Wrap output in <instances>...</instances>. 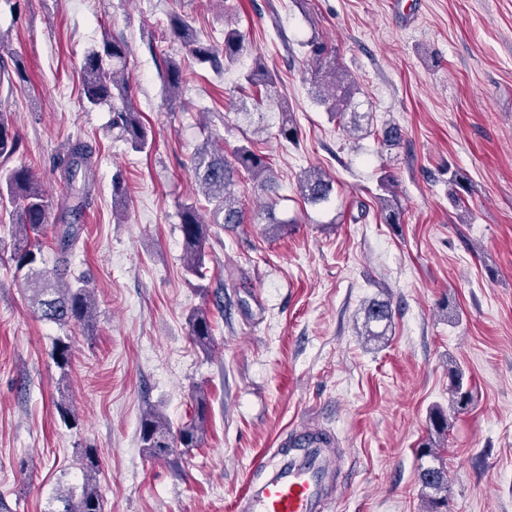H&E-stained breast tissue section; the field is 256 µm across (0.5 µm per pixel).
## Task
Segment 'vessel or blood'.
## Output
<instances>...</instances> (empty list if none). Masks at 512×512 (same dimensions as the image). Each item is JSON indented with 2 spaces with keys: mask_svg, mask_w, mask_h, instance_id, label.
Here are the masks:
<instances>
[{
  "mask_svg": "<svg viewBox=\"0 0 512 512\" xmlns=\"http://www.w3.org/2000/svg\"><path fill=\"white\" fill-rule=\"evenodd\" d=\"M292 445L287 463L279 468L269 469L262 457L252 463L262 477L237 497L235 512H324L329 491L343 478L334 439L305 435Z\"/></svg>",
  "mask_w": 512,
  "mask_h": 512,
  "instance_id": "obj_1",
  "label": "vessel or blood"
}]
</instances>
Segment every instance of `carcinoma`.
Listing matches in <instances>:
<instances>
[{
	"mask_svg": "<svg viewBox=\"0 0 512 512\" xmlns=\"http://www.w3.org/2000/svg\"><path fill=\"white\" fill-rule=\"evenodd\" d=\"M170 38L179 42L188 56L222 72L233 67L238 60L251 51L250 42L239 28L230 25L224 28V42L218 46L202 42L189 18L182 14L169 17ZM306 55L314 65L312 83L323 89L318 102L325 107L329 118L347 128L349 132L364 130L360 120L366 113L358 112L353 105V91L347 75L336 65V48L318 34L311 35L304 43ZM129 47L123 40L104 36L101 46L87 52L81 65L83 76L82 103L86 108L102 104L112 105V128L118 130V138L130 144L131 148L143 152L149 146V133L140 112L131 100V86L126 59ZM162 69L166 89L175 97L182 92L192 78L193 72L182 62L166 57ZM277 75L270 71L264 60L254 57L252 66L240 75L234 91L243 97H257L269 103L278 101ZM21 139L11 122L0 111V158L8 159L20 151ZM191 169L208 204V214L200 212L196 203H185L180 207L181 231L186 256L185 272L203 279L204 242L208 224H241L243 209L238 192L240 174L245 172L250 179L269 196L277 194L278 183L268 157L246 145L237 147L231 156L224 155V147L208 141L195 150L190 157ZM93 167L92 151L81 140L71 142L64 159V176L70 198L76 201L71 213L82 215L87 206V187L84 180ZM381 194L376 196L380 214L386 224L401 223L402 210L393 181L387 176L380 179ZM334 190L333 180L318 168L304 171L298 183L301 198L311 204H321L330 199ZM11 206L12 234L10 260L16 273H24L27 301L33 315L41 321L52 323L66 330L72 326L86 324L95 316V297L86 285L77 288H59L55 283L57 271L39 267L41 263L40 235L48 223L52 201L46 194L42 179L37 171L26 164L0 174V204ZM265 223L275 233L286 230L288 222L276 213V202L266 203L263 209ZM80 228L75 223L63 225L57 236V245L62 258L75 246ZM366 330L364 335L376 337L381 332L375 327L389 325L392 307L388 300H373L365 310ZM212 322L208 311L200 308L189 319V336L207 350L212 341ZM73 342L69 336L55 339L51 357L61 372L68 371ZM449 391L457 406L466 408L471 401V392L464 386L463 373L454 367L449 373ZM61 421L70 426L76 422L75 412L66 396L54 402ZM205 403L197 402L194 420L173 430L168 419L154 411L147 412L141 421L140 438L151 459L170 461L179 448H196L204 440ZM429 437L420 448V457L430 456L442 461L441 448L448 436V418L440 410L429 414ZM78 464L86 482L81 492L72 489L55 495L60 504L58 512H105L104 499L99 492L94 475L99 471L98 457L86 450L80 454ZM420 483L424 512H447L448 471L444 466L421 468Z\"/></svg>",
	"mask_w": 512,
	"mask_h": 512,
	"instance_id": "cac0c4a2",
	"label": "carcinoma"
}]
</instances>
